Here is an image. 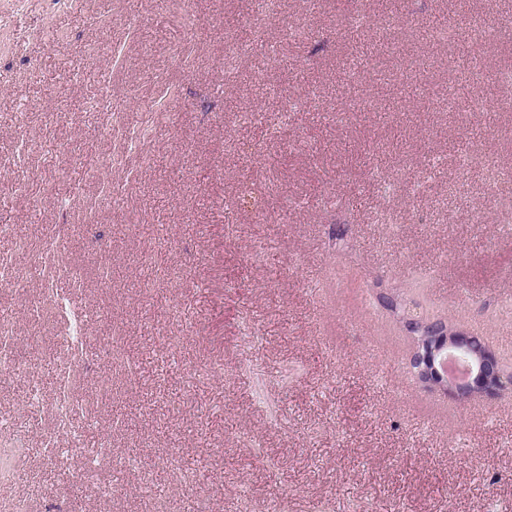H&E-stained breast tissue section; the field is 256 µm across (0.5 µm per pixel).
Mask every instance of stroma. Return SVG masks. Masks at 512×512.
Returning <instances> with one entry per match:
<instances>
[{
  "instance_id": "obj_1",
  "label": "stroma",
  "mask_w": 512,
  "mask_h": 512,
  "mask_svg": "<svg viewBox=\"0 0 512 512\" xmlns=\"http://www.w3.org/2000/svg\"><path fill=\"white\" fill-rule=\"evenodd\" d=\"M261 0H0V255L30 223L56 240L57 285L87 313L75 359L52 311L0 286L42 390L0 380V512H512V393L460 402L410 368L379 295L477 334L512 374V189L464 155L512 167L497 80L447 110L471 42L429 23L512 16V0H355L386 37L319 0H279L265 47L224 79L229 36ZM386 62L351 83L353 63ZM104 110H96L100 99ZM488 108L474 119L475 100ZM26 128L29 142L17 139ZM123 192V206L106 196ZM77 432L103 444L45 459L55 374Z\"/></svg>"
}]
</instances>
